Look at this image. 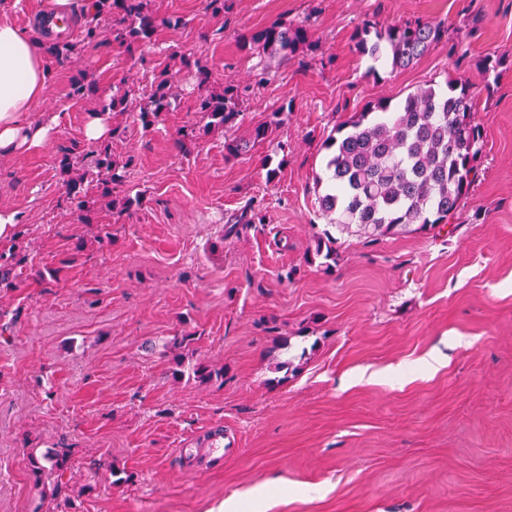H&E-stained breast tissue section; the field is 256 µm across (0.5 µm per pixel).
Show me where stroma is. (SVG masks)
<instances>
[{
	"mask_svg": "<svg viewBox=\"0 0 512 512\" xmlns=\"http://www.w3.org/2000/svg\"><path fill=\"white\" fill-rule=\"evenodd\" d=\"M146 3L168 23L140 50L108 36L45 55L32 115L51 135L0 158V210L25 232L20 276L0 284V512H512V0H224L219 15L206 0ZM54 5L0 0V20L41 41L33 15ZM366 19L442 21L450 36L373 78L353 42ZM274 23L307 32L284 63L244 46ZM185 54L207 91L249 86L235 125L195 111ZM492 54L506 60L487 74ZM165 69L171 109L154 125L133 107L111 115L127 165L112 206L78 210L61 159L95 149V104L69 97L72 80L105 100L148 92ZM451 82L476 92L484 126L458 215L426 233L337 235L326 265L329 136L378 98ZM259 126L263 140L228 155ZM251 201L261 222L229 232ZM179 359L224 376L173 378ZM218 431L236 446L210 471ZM188 443L196 457L179 455ZM61 445L69 482L41 497L30 452Z\"/></svg>",
	"mask_w": 512,
	"mask_h": 512,
	"instance_id": "obj_1",
	"label": "stroma"
}]
</instances>
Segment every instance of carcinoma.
Masks as SVG:
<instances>
[{
  "mask_svg": "<svg viewBox=\"0 0 512 512\" xmlns=\"http://www.w3.org/2000/svg\"><path fill=\"white\" fill-rule=\"evenodd\" d=\"M94 12L83 31V43L99 41L98 18L119 15L121 27L112 37L134 51L150 42L157 28L156 18L147 12L145 0H93ZM446 30L435 22H405L380 26L367 19L356 33V48L375 62L404 69L439 43ZM306 40L302 25L273 24L248 40L253 53L284 59ZM196 111L214 126L229 127L241 113L249 86L230 79L221 94H204L209 72L197 66ZM169 75L155 77L151 91L136 104L137 116L146 127L170 109ZM98 89L90 82L76 80L68 96L83 100L95 97ZM477 104L469 86L448 85L443 91L426 84L409 93L396 105L379 99L343 125L345 133L330 138L333 152L327 160L329 185L320 198V210L336 215L340 232H353L366 239L416 233L446 224L460 208L479 177L483 130L476 117ZM103 179L100 198L110 196V185L123 181L125 166L112 158L103 146L91 159ZM67 194L80 210H91L98 200L83 191L82 180L66 182ZM336 238L325 234L316 243V253L336 261ZM21 256L13 252L8 260L0 255V283L12 282ZM34 481L53 479L52 495L66 485L69 454L50 448L30 455Z\"/></svg>",
  "mask_w": 512,
  "mask_h": 512,
  "instance_id": "carcinoma-1",
  "label": "carcinoma"
}]
</instances>
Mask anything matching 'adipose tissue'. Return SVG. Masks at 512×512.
Instances as JSON below:
<instances>
[{
  "mask_svg": "<svg viewBox=\"0 0 512 512\" xmlns=\"http://www.w3.org/2000/svg\"><path fill=\"white\" fill-rule=\"evenodd\" d=\"M46 72L39 42L15 25L0 23V154L40 148L49 125L31 119L44 91Z\"/></svg>",
  "mask_w": 512,
  "mask_h": 512,
  "instance_id": "obj_1",
  "label": "adipose tissue"
}]
</instances>
